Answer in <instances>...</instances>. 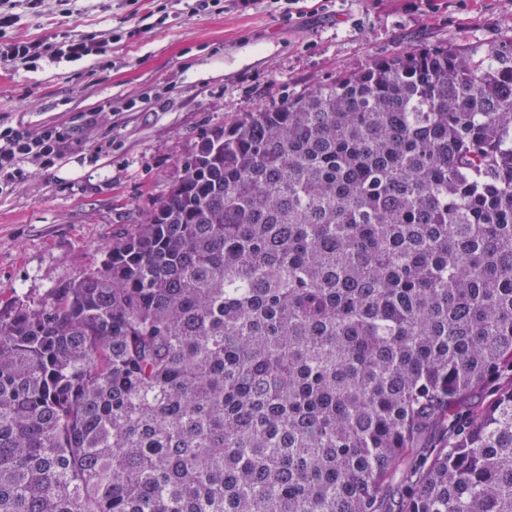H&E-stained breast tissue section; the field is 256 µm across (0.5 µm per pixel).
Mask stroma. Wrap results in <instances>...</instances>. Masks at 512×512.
<instances>
[{"label": "stroma", "instance_id": "obj_1", "mask_svg": "<svg viewBox=\"0 0 512 512\" xmlns=\"http://www.w3.org/2000/svg\"><path fill=\"white\" fill-rule=\"evenodd\" d=\"M192 16L182 0H140L152 28L137 32L127 0H58L17 8L9 37L93 34L107 43L94 70L40 62L0 69V125L67 123L110 101L111 122L85 132L55 168L25 161L0 190V309L37 300L96 269L181 174L184 158L245 112L272 107L404 48L512 41V0H224ZM143 100L130 110L131 100Z\"/></svg>", "mask_w": 512, "mask_h": 512}]
</instances>
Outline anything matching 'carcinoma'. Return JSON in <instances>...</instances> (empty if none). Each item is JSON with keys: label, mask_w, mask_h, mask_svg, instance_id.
<instances>
[{"label": "carcinoma", "mask_w": 512, "mask_h": 512, "mask_svg": "<svg viewBox=\"0 0 512 512\" xmlns=\"http://www.w3.org/2000/svg\"><path fill=\"white\" fill-rule=\"evenodd\" d=\"M0 512H512V43L234 119L1 310Z\"/></svg>", "instance_id": "cac0c4a2"}]
</instances>
